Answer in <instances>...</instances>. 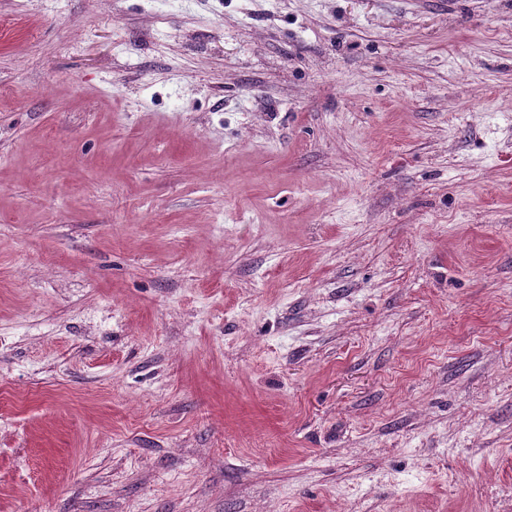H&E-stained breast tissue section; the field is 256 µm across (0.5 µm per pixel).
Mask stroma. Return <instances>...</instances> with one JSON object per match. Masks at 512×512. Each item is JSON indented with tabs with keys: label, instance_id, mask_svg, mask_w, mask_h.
<instances>
[{
	"label": "stroma",
	"instance_id": "1",
	"mask_svg": "<svg viewBox=\"0 0 512 512\" xmlns=\"http://www.w3.org/2000/svg\"><path fill=\"white\" fill-rule=\"evenodd\" d=\"M512 0H0V512H512Z\"/></svg>",
	"mask_w": 512,
	"mask_h": 512
}]
</instances>
